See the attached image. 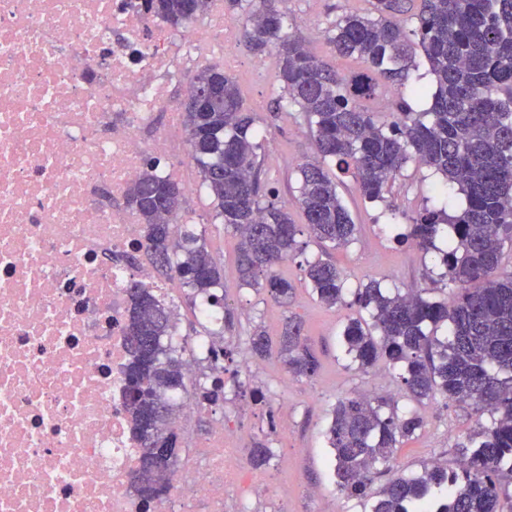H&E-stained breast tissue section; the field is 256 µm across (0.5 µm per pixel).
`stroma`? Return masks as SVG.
I'll return each mask as SVG.
<instances>
[{"instance_id":"obj_1","label":"stroma","mask_w":512,"mask_h":512,"mask_svg":"<svg viewBox=\"0 0 512 512\" xmlns=\"http://www.w3.org/2000/svg\"><path fill=\"white\" fill-rule=\"evenodd\" d=\"M371 0H288L286 21L307 38L309 50L335 71L349 75L361 70L354 58L336 55L325 30L330 19L345 11H368ZM203 64L217 65L235 78L247 108L257 116L258 128L265 131L269 144L262 149V185L272 189L277 204L285 206L294 224L305 219L297 203L300 166L316 155L313 133L303 113L290 110L288 116L271 120L269 109L279 92L274 53L254 55L243 40L230 44L223 55L204 54ZM339 192L358 227L355 241L331 251L342 271L347 288L377 281L388 290L425 288L441 271L435 252H424L396 236L406 229L408 216L423 207L447 203L449 212L460 211L465 200L449 192L447 200L435 196L437 175L425 168L408 166L390 185L385 201L369 202L356 189L351 176L339 175ZM183 207L196 216L190 232L203 236L206 247L222 274L224 310L222 320L208 325L194 314L188 289L171 282L167 304L174 313L180 336H201L212 332L223 337L231 354L224 361V415L229 418L239 444L241 459H248L254 443L268 444L274 451L270 464L248 468L255 481L264 482L271 497L237 496L227 491V512H362L361 503L340 492L331 474V450L324 432L328 414L342 397L366 392L374 397L396 401L400 410L418 409L426 425L414 441L395 451L391 464L395 472L410 475L437 460L455 466L453 448L459 441L479 431L482 422L463 404L443 397L415 404L408 397L397 374L385 363L368 372L350 368L342 353L340 334L348 318L358 308L346 304L336 308L319 305L302 281L297 260L283 264L280 271L292 280L296 293L288 305H280L265 294L240 284L237 273L238 236L214 217L209 193L188 196ZM303 323V334L321 361L319 372L310 378H287L277 357L250 360L240 366L237 354L244 349L249 329L266 328L279 336L289 316ZM262 391L253 399V391ZM288 403V419L280 421L274 408L279 400Z\"/></svg>"}]
</instances>
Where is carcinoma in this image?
I'll return each instance as SVG.
<instances>
[{
  "label": "carcinoma",
  "mask_w": 512,
  "mask_h": 512,
  "mask_svg": "<svg viewBox=\"0 0 512 512\" xmlns=\"http://www.w3.org/2000/svg\"><path fill=\"white\" fill-rule=\"evenodd\" d=\"M143 2L146 11L176 28L208 7V0ZM224 8L247 16L243 40L253 54L276 53L280 93L271 119L296 106L314 132L319 159L299 169L298 203L318 243L345 248L356 234L324 167L328 161L351 174L371 202L382 200L387 185L412 162L442 175L466 199L459 213L441 206L407 217L410 230L397 240L434 250L444 271L430 279L429 288L390 294L371 281L356 289L353 304L368 318L349 319L341 345L361 372L385 359L414 400L439 394L478 416L489 414L491 423L457 444L456 469L434 463L418 476H392L394 450L419 435L423 417L400 414L383 398L346 396L333 408L326 431L338 488L366 502L368 512H500L502 478L512 476V269L502 265L505 246H512V0H421L410 22L402 18L406 0H373L369 14L346 11L333 19L327 38L334 51L388 82L408 79L415 47L421 48L433 88L418 85L412 92L431 98V106L416 112L394 102L386 123L364 105L378 95V84L366 73L343 78L329 69L288 31L272 0H224ZM188 98L184 127L191 157L216 203V218L241 237L240 282L286 304L295 286L279 267L301 246L288 211L263 196L255 118L245 111L237 82L216 67L198 70ZM154 168L146 163L126 193L127 205L144 224L151 264L159 277L189 288L192 297L222 307L220 269L203 237L179 234L175 216L182 193ZM299 268L321 304L345 302V280L334 263L317 257ZM449 284L451 293L443 298L424 297ZM126 311V411L143 450L132 486L149 503L168 490V474L184 451L181 436L166 428L174 410L169 394L183 392L208 409L222 407L224 376L186 384L181 356L163 344L173 328L172 311L152 289L131 285ZM442 326L449 333L441 338ZM247 344L254 358L278 354L294 377L310 378L321 366L294 317L278 340L256 326ZM273 456L259 442L249 462L258 468ZM382 476L386 482L370 491Z\"/></svg>",
  "instance_id": "cac0c4a2"
}]
</instances>
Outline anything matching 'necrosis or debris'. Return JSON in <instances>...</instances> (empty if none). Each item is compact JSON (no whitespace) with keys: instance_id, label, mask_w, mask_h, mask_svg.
Masks as SVG:
<instances>
[{"instance_id":"4bbe7bcc","label":"necrosis or debris","mask_w":512,"mask_h":512,"mask_svg":"<svg viewBox=\"0 0 512 512\" xmlns=\"http://www.w3.org/2000/svg\"><path fill=\"white\" fill-rule=\"evenodd\" d=\"M142 0H0V512H225L246 472L216 420L143 504L124 408L126 290L164 292L125 203L150 158L183 194L173 94L224 0L175 28Z\"/></svg>"}]
</instances>
